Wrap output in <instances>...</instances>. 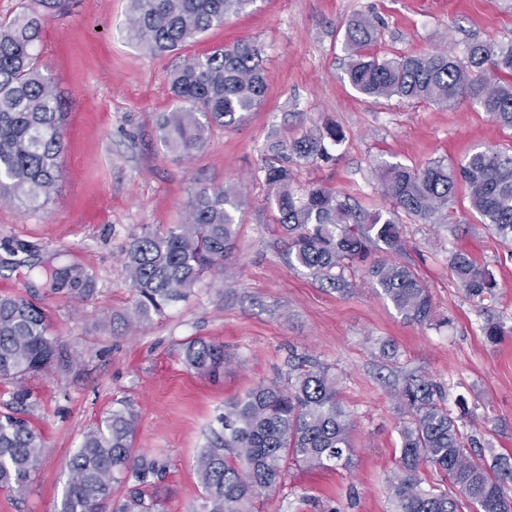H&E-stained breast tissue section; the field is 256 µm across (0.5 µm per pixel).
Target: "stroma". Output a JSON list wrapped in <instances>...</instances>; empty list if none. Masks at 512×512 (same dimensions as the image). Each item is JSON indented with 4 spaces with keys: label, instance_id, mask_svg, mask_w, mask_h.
Wrapping results in <instances>:
<instances>
[{
    "label": "stroma",
    "instance_id": "1",
    "mask_svg": "<svg viewBox=\"0 0 512 512\" xmlns=\"http://www.w3.org/2000/svg\"><path fill=\"white\" fill-rule=\"evenodd\" d=\"M358 13L379 21L371 51L382 58L445 50L462 60L471 42L512 40V0H254L178 55L150 54L131 39L129 0H68L49 19L42 51L63 102L62 177L39 210L0 203V294L41 306L59 353L30 379L34 403L25 410L46 450L22 494L0 491V512H58L84 433L124 405L138 418L134 456L167 465L153 487L161 512H199L194 461L225 402L285 379L302 360L335 373L354 418L353 456L328 469L287 465L255 512H390L401 417L391 391L412 374L442 387L453 416L472 418L486 453L512 455V247L479 223L465 193L447 223L406 221L395 255L427 285L440 325L404 321L369 288L364 269L341 294L288 263L287 236L259 171L271 142L335 123L343 139L331 159L294 165L292 185L340 191L368 212L391 207L376 161L420 167L512 147V132L470 100L445 110L356 94L345 75L344 24ZM240 39L262 49V105L236 128L212 129L192 156L171 154L157 133L172 107L167 72L180 56ZM198 182L243 189L227 272L204 276L187 301L126 329L121 318L135 300L123 268L131 237L184 222ZM455 250L493 272L494 300L465 296L448 268ZM43 267L83 271L90 295L80 301L52 290L38 274ZM490 321L506 330L495 342L483 332ZM192 338L223 345V377L187 367L182 345Z\"/></svg>",
    "mask_w": 512,
    "mask_h": 512
}]
</instances>
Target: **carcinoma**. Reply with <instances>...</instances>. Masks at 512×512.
Listing matches in <instances>:
<instances>
[{
	"label": "carcinoma",
	"instance_id": "1",
	"mask_svg": "<svg viewBox=\"0 0 512 512\" xmlns=\"http://www.w3.org/2000/svg\"><path fill=\"white\" fill-rule=\"evenodd\" d=\"M62 0H29L23 12L0 22V200L40 209L61 178V98L41 59L43 27ZM254 0H131L132 39L150 53L174 52ZM377 25L360 15L345 25V74L349 85L373 99L398 97L443 109L469 99L492 121L512 130V41L473 42L461 62L445 51L381 59L368 51ZM261 50L239 41L201 56L185 57L168 73L173 108L158 122L160 142L188 156L202 149L212 128L244 123L264 96ZM341 139L333 123L268 147L260 172L273 187L275 221L288 235V258L341 293L349 273L368 264L372 288L403 320L437 322L428 288L413 269L391 260L369 262L373 251L402 248V218L445 224L459 188L471 209L504 243L512 242V149H475L457 163L437 159L422 168L382 161L374 168L393 209L356 210L349 198L324 187H291L292 165L330 157ZM243 205L236 187L197 185L187 219L132 237L125 270L136 298L127 321H149L183 302L208 272H221L234 248ZM448 266L466 294L479 302L496 293L487 267L454 251ZM51 288L87 295L88 277L50 273ZM59 350L46 315L34 302L0 295V381L11 384L10 410L0 413V490H25L44 446L32 422L19 416L33 393L25 384L47 368ZM184 363L215 378L224 371V347L201 338L183 343ZM403 408L400 455L388 481L392 512H512V457L488 463L461 419L446 406L442 389L425 375L404 379L396 392ZM352 414L339 398L336 377L323 366L298 365L287 384L263 383L224 404L221 430H213L195 458L203 489L200 512H253L256 498L283 481L286 462L309 469L345 465L352 453ZM137 419L112 409L88 430L69 461L72 477L58 512H98L116 484L130 485L112 512H159L144 487L166 468L158 457H132ZM449 478L457 494L424 486L421 467Z\"/></svg>",
	"mask_w": 512,
	"mask_h": 512
}]
</instances>
